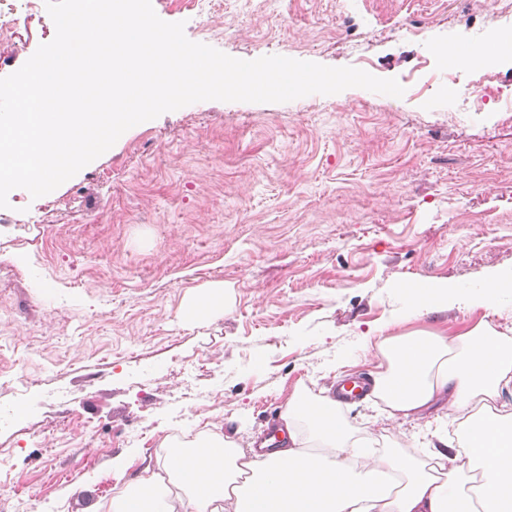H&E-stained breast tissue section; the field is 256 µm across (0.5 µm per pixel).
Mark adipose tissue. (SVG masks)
<instances>
[{"instance_id": "ef3b65f1", "label": "adipose tissue", "mask_w": 512, "mask_h": 512, "mask_svg": "<svg viewBox=\"0 0 512 512\" xmlns=\"http://www.w3.org/2000/svg\"><path fill=\"white\" fill-rule=\"evenodd\" d=\"M376 349L387 367L369 396L389 420L418 419L439 404L465 426L462 440L437 437L433 465L358 445L333 394L298 395L270 450L213 435L202 449L170 454L166 475L140 477L102 512H512V420L493 408L512 397V336L488 327L383 335Z\"/></svg>"}]
</instances>
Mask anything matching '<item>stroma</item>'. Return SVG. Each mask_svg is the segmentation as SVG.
Masks as SVG:
<instances>
[{
	"mask_svg": "<svg viewBox=\"0 0 512 512\" xmlns=\"http://www.w3.org/2000/svg\"><path fill=\"white\" fill-rule=\"evenodd\" d=\"M495 0H152L232 57L353 66L402 97L349 88L284 103L201 101L128 130L51 193L0 208V487L24 512H89L170 447L261 435L288 399L386 367L372 334L512 336V100L461 110L512 16ZM56 33L40 12L0 77ZM482 45L457 69L448 45ZM448 284L415 313L408 284ZM223 303L194 317L214 288ZM375 402L355 435L428 460L444 410L397 426Z\"/></svg>",
	"mask_w": 512,
	"mask_h": 512,
	"instance_id": "35a3bbf8",
	"label": "stroma"
}]
</instances>
